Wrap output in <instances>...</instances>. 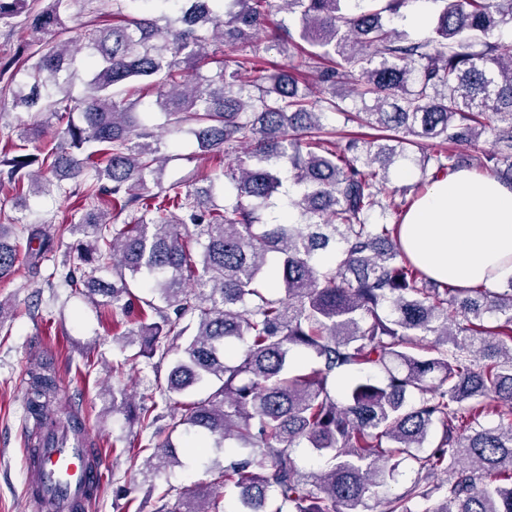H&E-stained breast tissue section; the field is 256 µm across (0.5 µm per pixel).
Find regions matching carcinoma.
<instances>
[{
	"label": "carcinoma",
	"instance_id": "obj_1",
	"mask_svg": "<svg viewBox=\"0 0 512 512\" xmlns=\"http://www.w3.org/2000/svg\"><path fill=\"white\" fill-rule=\"evenodd\" d=\"M69 0L26 11L0 0V27L28 12L29 27L53 40L15 69L5 91L13 107L57 119L43 155L25 152L45 134L39 123L13 129L0 156V181L17 193L78 196L85 212L78 274L66 285L101 295L140 324V353L165 359L195 320V330L160 400L112 404L148 427L194 430L228 452L214 485L238 489L232 512H365L367 501L409 462L413 481L380 500L381 512H512V277L496 288H453L429 277L404 252L405 212L439 176L456 168L448 146L494 149L481 171L512 185V0H432L440 5L422 39L398 30L407 0H141L158 15L84 26L64 41ZM298 21L282 44L312 47L290 69L257 74L247 56L207 70L224 42L250 43L274 11ZM81 52L95 63L83 96L69 87ZM311 73L318 95L299 85ZM150 89L152 103L128 98ZM192 122L201 151L224 157L233 200L213 203L214 187L178 181L148 191L162 175L161 141L147 114ZM80 114V123L70 119ZM369 132L335 142L329 115ZM418 159L420 178L400 192L391 168ZM36 172H31L32 166ZM288 217L259 211L283 187ZM139 212L131 224L111 211ZM29 264L52 250L42 225L23 228ZM200 247L194 259L186 238ZM18 238L0 224V279L14 274ZM108 271L112 280L99 278ZM145 277L162 305L131 291ZM267 280L278 295H266ZM26 410L42 435L83 423L56 404L46 367L28 371ZM202 384L207 395L182 400ZM495 416L486 426L482 420ZM438 434L425 449L432 429ZM326 456L306 474L292 448ZM151 448L152 466L177 463L173 444ZM157 512H224L219 492H186Z\"/></svg>",
	"mask_w": 512,
	"mask_h": 512
}]
</instances>
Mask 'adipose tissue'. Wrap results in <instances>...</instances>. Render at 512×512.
<instances>
[{"label":"adipose tissue","instance_id":"1","mask_svg":"<svg viewBox=\"0 0 512 512\" xmlns=\"http://www.w3.org/2000/svg\"><path fill=\"white\" fill-rule=\"evenodd\" d=\"M401 242L431 278L490 287L512 275V186L453 171L405 215Z\"/></svg>","mask_w":512,"mask_h":512}]
</instances>
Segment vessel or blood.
I'll return each instance as SVG.
<instances>
[{
    "label": "vessel or blood",
    "mask_w": 512,
    "mask_h": 512,
    "mask_svg": "<svg viewBox=\"0 0 512 512\" xmlns=\"http://www.w3.org/2000/svg\"><path fill=\"white\" fill-rule=\"evenodd\" d=\"M27 493L37 512H86L90 491H101L103 478L88 435L52 439L25 457Z\"/></svg>",
    "instance_id": "b4317fda"
}]
</instances>
